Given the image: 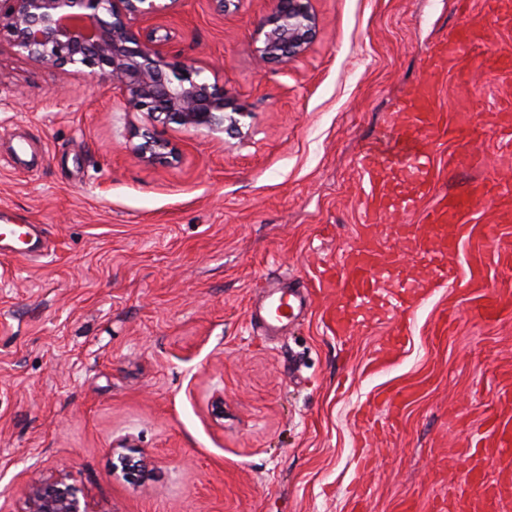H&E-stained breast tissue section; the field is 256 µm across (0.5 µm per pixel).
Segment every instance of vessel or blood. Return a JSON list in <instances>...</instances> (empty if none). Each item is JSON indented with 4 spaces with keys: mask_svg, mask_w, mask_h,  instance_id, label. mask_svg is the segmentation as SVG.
Masks as SVG:
<instances>
[{
    "mask_svg": "<svg viewBox=\"0 0 512 512\" xmlns=\"http://www.w3.org/2000/svg\"><path fill=\"white\" fill-rule=\"evenodd\" d=\"M483 34L466 24L449 31L430 51L427 68L431 75L413 96L402 100L394 109L389 130L369 142L358 158V167L368 183V191L361 201V229L370 231L384 213L397 217L395 232L406 236L418 231L417 245L420 253L432 265L431 283L441 288L454 284L459 273L447 262L458 242L460 224L466 223L470 214V198L459 194L438 195L434 192L436 162L430 150L434 138L448 140L459 138L469 127L461 115L444 112L438 102V84L435 80L446 66H464L476 43ZM399 170L411 192L400 198L390 197L379 180L383 170ZM0 238L11 240L16 257L27 259L42 253L34 225L4 224ZM401 257L396 252L376 254L364 245L346 249L334 262L321 265L316 278L319 287L336 291L338 310L334 327L337 335L348 336L354 325L349 313L364 305L370 295L378 293ZM262 303L258 317L264 335H271L278 328L297 318L309 305L303 287H280L267 284L261 289ZM416 292L412 284H404L398 295H388V303L396 309L397 317L390 328L394 341H402L410 333L408 317ZM512 309V300L499 294L485 297L478 310L484 321L499 320L506 310ZM413 395L411 388L403 387L377 396L376 404L387 413L398 412ZM488 443L484 449L483 471L473 476L472 483L486 505L512 497V481H487L484 471L488 468L512 467V421L493 417L486 432Z\"/></svg>",
    "mask_w": 512,
    "mask_h": 512,
    "instance_id": "b4317fda",
    "label": "vessel or blood"
}]
</instances>
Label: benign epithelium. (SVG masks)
<instances>
[{"mask_svg":"<svg viewBox=\"0 0 512 512\" xmlns=\"http://www.w3.org/2000/svg\"><path fill=\"white\" fill-rule=\"evenodd\" d=\"M311 0H275L272 17L257 30L263 62L290 63L310 50L318 20ZM167 5L161 0H0V26L16 45L43 63L107 67L105 78L126 106L164 123L235 133L249 112L192 65L169 60L140 41L127 24L131 16L150 18ZM138 156L154 164L174 151L149 131ZM24 512H91L80 507L77 489L66 476L33 482Z\"/></svg>","mask_w":512,"mask_h":512,"instance_id":"obj_1","label":"benign epithelium"}]
</instances>
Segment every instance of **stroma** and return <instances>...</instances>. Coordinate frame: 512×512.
<instances>
[{
  "instance_id": "1",
  "label": "stroma",
  "mask_w": 512,
  "mask_h": 512,
  "mask_svg": "<svg viewBox=\"0 0 512 512\" xmlns=\"http://www.w3.org/2000/svg\"><path fill=\"white\" fill-rule=\"evenodd\" d=\"M311 6L317 39L287 65L256 60L272 0L226 12L175 0L129 19L247 110L232 136L152 123L100 68L38 62L0 31V224L42 225L51 246L38 261L0 251V512H23L31 481L60 473L94 512H352L358 499L368 512H483L469 445L490 415L512 417V317L475 309L512 296V202L481 200L463 227L451 262L476 288L431 289L414 238L372 226L370 247L404 256L395 278L422 287L402 345L376 298L336 335L332 288L276 337L250 322L256 280L310 285L358 244L356 158L464 20L456 0ZM478 20L488 35L467 87L453 67L438 79L448 112L477 129L433 140L439 193L512 178V76L483 66L512 49V28ZM147 129L171 163L138 158ZM403 386L414 401L392 420L376 412L361 441L356 413ZM125 458L144 461L141 475L127 478ZM506 310H511L510 298H504L494 293L485 297L477 314L481 320L497 321L504 315Z\"/></svg>"
}]
</instances>
